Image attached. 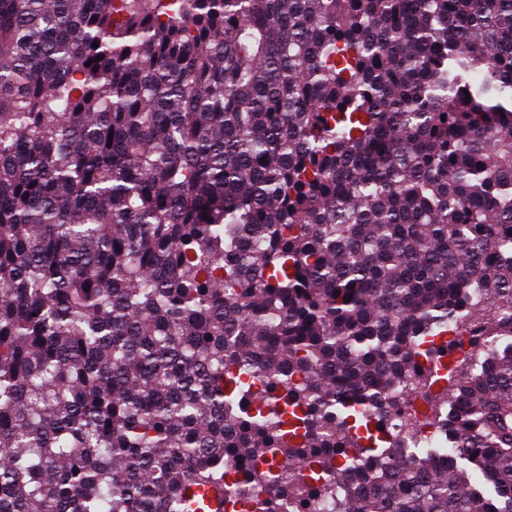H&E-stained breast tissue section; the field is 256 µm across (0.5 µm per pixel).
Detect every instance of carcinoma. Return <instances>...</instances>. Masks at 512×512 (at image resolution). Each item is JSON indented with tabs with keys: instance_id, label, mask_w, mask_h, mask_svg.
<instances>
[{
	"instance_id": "1",
	"label": "carcinoma",
	"mask_w": 512,
	"mask_h": 512,
	"mask_svg": "<svg viewBox=\"0 0 512 512\" xmlns=\"http://www.w3.org/2000/svg\"><path fill=\"white\" fill-rule=\"evenodd\" d=\"M208 487L512 512V0H0V512ZM389 412L385 416L388 424L387 432L391 439L398 441L402 444V440L408 438L407 428L405 421L412 415L414 423L417 425L415 428L417 438L421 447H434L443 437L440 424L437 425L425 421V414L421 407L416 406L411 400L408 401L401 418L397 417L394 407L388 408Z\"/></svg>"
}]
</instances>
